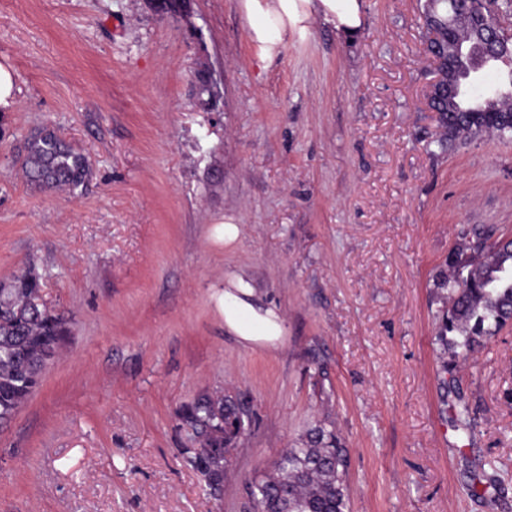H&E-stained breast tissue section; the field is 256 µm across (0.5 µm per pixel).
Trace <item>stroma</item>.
<instances>
[{"instance_id":"35a3bbf8","label":"stroma","mask_w":512,"mask_h":512,"mask_svg":"<svg viewBox=\"0 0 512 512\" xmlns=\"http://www.w3.org/2000/svg\"><path fill=\"white\" fill-rule=\"evenodd\" d=\"M423 2L365 0L354 41L317 23L263 63L238 0L174 17L0 0L18 88L0 112V281L34 270L72 330L0 427V512H248L250 482L327 417L350 512H512V324L453 363L434 286L462 227L512 228V142L429 154ZM201 68L216 102L195 94ZM43 126L89 161L78 197L27 182ZM232 272L282 316L275 346L225 334ZM215 391L252 417L219 497L178 418Z\"/></svg>"}]
</instances>
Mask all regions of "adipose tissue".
I'll use <instances>...</instances> for the list:
<instances>
[{
  "label": "adipose tissue",
  "instance_id": "ef3b65f1",
  "mask_svg": "<svg viewBox=\"0 0 512 512\" xmlns=\"http://www.w3.org/2000/svg\"><path fill=\"white\" fill-rule=\"evenodd\" d=\"M250 42L260 61L280 55L285 41L306 36L317 22L353 39L365 26L364 0H239ZM257 294L245 275L229 280L220 301L226 333L248 346H272L283 336L285 325L273 309L256 307Z\"/></svg>",
  "mask_w": 512,
  "mask_h": 512
}]
</instances>
